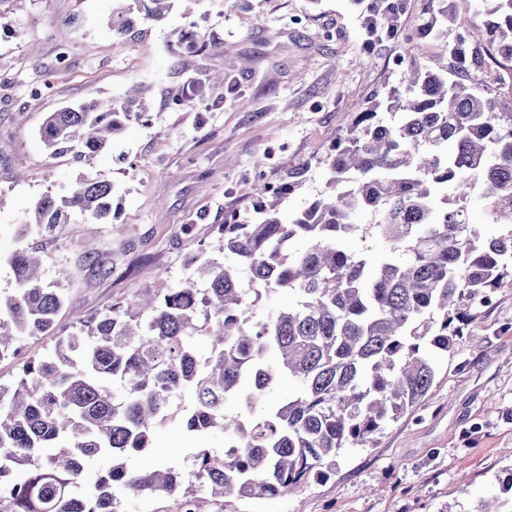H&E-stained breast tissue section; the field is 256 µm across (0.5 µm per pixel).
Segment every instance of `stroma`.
<instances>
[{
    "label": "stroma",
    "mask_w": 512,
    "mask_h": 512,
    "mask_svg": "<svg viewBox=\"0 0 512 512\" xmlns=\"http://www.w3.org/2000/svg\"><path fill=\"white\" fill-rule=\"evenodd\" d=\"M119 6L0 0V252L18 245L15 232L42 194L88 172L118 190L112 223L78 219L61 248L51 238L34 241L46 256L47 283H56L58 269L70 272L54 335L183 277L197 248L217 251L226 212L251 215L256 181L279 183L286 166L306 162V180L288 205L314 198L326 182L323 159L367 98L401 81L403 60L439 62L436 42L416 35L428 0H407L398 35L369 49L363 0H174L166 19L139 21L126 42L108 25ZM192 21L210 46L182 58L169 35ZM214 74L223 86L195 106H174L189 78ZM136 86L151 103L149 121L128 125L91 163L44 147L38 130L47 113L117 99ZM185 224L194 225V239L182 235ZM88 254L111 274L78 268L76 257ZM436 364L425 401L390 423L377 447L340 449L328 479L272 500L231 498L224 512H475L490 497L507 500L512 290L497 294ZM198 446L222 453L224 437L173 421L127 464L150 471L171 456L187 472Z\"/></svg>",
    "instance_id": "obj_1"
}]
</instances>
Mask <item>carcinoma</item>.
<instances>
[{
	"label": "carcinoma",
	"mask_w": 512,
	"mask_h": 512,
	"mask_svg": "<svg viewBox=\"0 0 512 512\" xmlns=\"http://www.w3.org/2000/svg\"><path fill=\"white\" fill-rule=\"evenodd\" d=\"M459 1L469 2L428 0L420 20L446 63L434 71L414 57L399 84L371 97L324 160L325 190L288 220L281 206L308 166L256 187L251 217L218 225L224 261L202 249L196 275L79 318L42 356L18 358L27 338L54 336L65 293L44 280L36 248L7 255L15 285L0 293V361L14 360L19 377L0 383V512H123L127 499L158 498L173 500L171 512H206L200 488L274 499L334 472L340 449L375 447L425 400L436 369L422 344L449 351L493 294L512 288V112L463 79L512 64V0H479L474 36L454 32ZM173 2L129 0L112 13V33L125 39ZM401 2L367 41L397 29ZM210 84H190L179 105L193 106ZM146 119L134 89L50 112L39 136L52 154L88 161ZM114 194L111 181L83 176L42 195L22 228L57 236L78 216L110 224ZM477 212L498 232L485 234ZM368 214L377 221L357 223ZM355 236L382 249L351 250ZM244 272L256 297L287 291L295 301L255 318ZM284 379L298 391L271 399ZM250 388L256 409L225 411ZM178 413L190 432L223 433L224 452L197 449L188 482L173 460L129 468L124 455L151 447ZM103 454L112 462L86 477L85 461Z\"/></svg>",
	"instance_id": "obj_1"
}]
</instances>
